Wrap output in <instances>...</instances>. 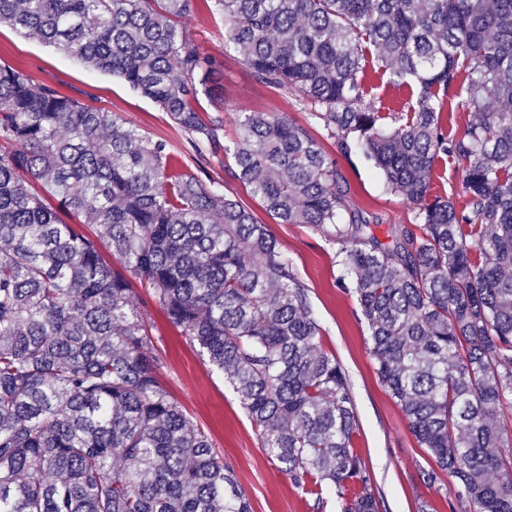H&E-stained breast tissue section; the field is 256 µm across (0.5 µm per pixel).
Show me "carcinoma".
Returning a JSON list of instances; mask_svg holds the SVG:
<instances>
[{"label": "carcinoma", "instance_id": "carcinoma-1", "mask_svg": "<svg viewBox=\"0 0 512 512\" xmlns=\"http://www.w3.org/2000/svg\"><path fill=\"white\" fill-rule=\"evenodd\" d=\"M203 2L256 81L296 94L341 152L357 145L420 232L393 224L382 242L287 115L240 113L230 146L223 121L202 120L212 67L180 19ZM2 23L121 78L201 160H232L280 223L338 243L378 379L435 464L424 477L455 480L449 512H512V0H0ZM369 58L416 84L406 112L367 99ZM461 69L479 119L450 138L442 99ZM0 143V512H252L164 386L134 281L226 376L295 487L381 512L349 374L250 208L167 140L9 65ZM441 155L465 163L463 208L431 193Z\"/></svg>", "mask_w": 512, "mask_h": 512}]
</instances>
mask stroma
<instances>
[{
    "label": "stroma",
    "instance_id": "1",
    "mask_svg": "<svg viewBox=\"0 0 512 512\" xmlns=\"http://www.w3.org/2000/svg\"><path fill=\"white\" fill-rule=\"evenodd\" d=\"M184 26L199 51L215 58L218 64L211 93L203 97L202 106L204 117L223 119L225 142H232L237 135L238 113H286L335 159L340 179L348 187L352 209L376 224L378 236H385L388 225L412 224L409 205L387 189L377 169L360 152L341 153L322 123L313 119L295 97L255 81L240 55L225 47L224 23L218 15L205 9L185 19ZM0 64L21 68L34 85L54 86L62 95L116 113L148 137L167 140L186 165H195L198 160L188 134L152 101L119 78L90 69L6 25L0 27ZM207 172L211 180L223 183L226 191L234 193L260 223L268 226L308 288L321 327V346L349 373L358 414L355 446L388 512H418L424 504L430 512H448L453 480L444 473L438 474L432 484L422 478L430 460L418 447L400 407L378 380L357 300L338 283L337 244L306 225L277 223L243 184L229 179L221 163L209 161ZM464 174L465 165L457 158H437L428 174L432 193L465 205ZM135 295L149 312L154 344L164 359L161 376L167 389L192 423L209 434L248 495L252 512H314L312 498L294 487L262 448L238 395L223 375L155 307L145 288H136Z\"/></svg>",
    "mask_w": 512,
    "mask_h": 512
}]
</instances>
